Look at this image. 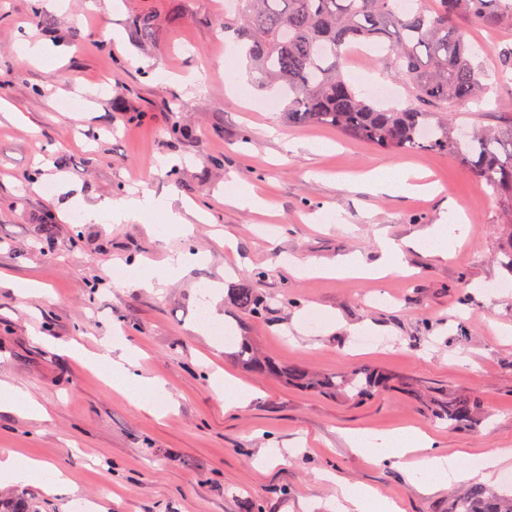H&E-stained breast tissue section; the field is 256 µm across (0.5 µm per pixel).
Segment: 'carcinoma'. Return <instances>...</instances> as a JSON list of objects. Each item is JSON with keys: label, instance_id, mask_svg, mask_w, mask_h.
I'll return each mask as SVG.
<instances>
[{"label": "carcinoma", "instance_id": "obj_1", "mask_svg": "<svg viewBox=\"0 0 512 512\" xmlns=\"http://www.w3.org/2000/svg\"><path fill=\"white\" fill-rule=\"evenodd\" d=\"M409 10L397 0H234L224 14V38L243 52L263 89H277L290 126H326L372 143L389 154L424 149L449 154L488 185L499 199L512 242V123L496 129L466 131L452 117L422 111L478 100L484 71L479 50L465 27H512V0H417ZM133 29L142 42L156 36L150 13L136 17ZM386 51L383 62L408 90L405 107L374 100L357 91L343 70L356 47ZM230 300L252 319L263 318L269 299L247 283L230 289ZM245 371L283 378L305 388L344 395L355 401L374 397L390 376L359 368L349 374H314L259 355L244 337L234 353ZM411 395L434 420L471 426L484 413L473 392L443 393L413 386ZM452 512H512V496L478 485L455 500Z\"/></svg>", "mask_w": 512, "mask_h": 512}]
</instances>
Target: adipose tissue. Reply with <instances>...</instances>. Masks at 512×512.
Returning a JSON list of instances; mask_svg holds the SVG:
<instances>
[{
	"label": "adipose tissue",
	"instance_id": "ef3b65f1",
	"mask_svg": "<svg viewBox=\"0 0 512 512\" xmlns=\"http://www.w3.org/2000/svg\"><path fill=\"white\" fill-rule=\"evenodd\" d=\"M358 181L371 192L405 197L434 194L439 190L436 183L427 181L420 171L411 166L378 165L359 176ZM83 211L85 220L95 223L109 220L118 224L148 214L154 215L158 222L153 225L152 232L161 240L175 233L184 236L191 231L190 221L179 208L174 207L172 198L149 193L118 202L106 199L84 206ZM466 228L464 211L449 207L441 223L419 234L413 246L434 256L447 257L452 243L465 236ZM380 248L381 258L372 265L365 264L354 254L338 258L326 266L314 265L296 257L289 258L288 265L299 279L311 276L381 278L402 271L405 263L401 245L384 237L380 240ZM56 348L95 366L105 376L108 385L131 391L141 409L154 411L155 401L166 394L163 381L133 373L137 352L121 341L101 340L92 351L73 340L57 342ZM344 437L363 456L409 467L414 477L413 485L422 493L476 477L492 476L507 458L502 451L477 455L459 452L446 456L435 450L430 436L412 427L385 431L348 429ZM45 471L50 472L52 477L49 490L57 493L65 488L67 480L61 470L50 471L41 461L13 452H0V479L23 483ZM340 491L341 498L336 502L338 512H401L396 501L380 496L369 486L345 482L341 484Z\"/></svg>",
	"mask_w": 512,
	"mask_h": 512
}]
</instances>
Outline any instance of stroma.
<instances>
[{
    "label": "stroma",
    "instance_id": "1",
    "mask_svg": "<svg viewBox=\"0 0 512 512\" xmlns=\"http://www.w3.org/2000/svg\"><path fill=\"white\" fill-rule=\"evenodd\" d=\"M226 4L62 0L46 7L51 22L41 28L34 0H0V74L11 75L0 98L26 118L19 124L0 114V380L30 391L49 413L41 420L0 411V452L36 457L69 478L56 494L40 479L2 485L0 500L25 512H247L252 503L264 512H332L341 478L398 501L403 512H451L471 483L420 493L407 469L365 459L342 432L415 426L448 454L512 446V343L499 336L512 327V246L500 204L451 156H391L330 128L294 127L280 109L266 108L275 94L260 88L257 74L229 84L233 52L217 28ZM141 12L160 22L149 43L130 25ZM26 37L55 63L22 55ZM468 38L483 50L487 90L481 101L455 106L457 123L511 122L512 81L500 73L512 29L473 28ZM175 124L189 139L171 137ZM321 142L332 151H316ZM388 162L432 174L442 191L406 198L352 188L355 176ZM33 168L50 192L25 181ZM233 175L271 198L272 209L226 204ZM132 188L189 200L203 218L190 238L165 241L150 232L148 215L84 223L81 204ZM451 205L468 217L467 239L445 259L407 250L413 274L297 279L286 265L291 256L329 263L351 253L375 262L378 230L414 239ZM322 209L341 213L343 223H310ZM49 217L50 248L42 234ZM228 234L236 250L225 248ZM186 251L201 261L165 285L142 288L114 275ZM16 280L35 283L37 293L16 295ZM245 280L271 299L266 318L248 319L224 298L213 330L198 332L202 285ZM361 325L377 345H359ZM227 330L287 364L332 373L376 368L393 382L363 405L305 391L239 368L223 344ZM113 334L144 350L143 376L166 381L157 414L50 344L73 338L91 348ZM219 369L252 388L244 408L225 409L212 390L209 377ZM412 383L479 393L485 415L466 429L432 422L409 395Z\"/></svg>",
    "mask_w": 512,
    "mask_h": 512
}]
</instances>
